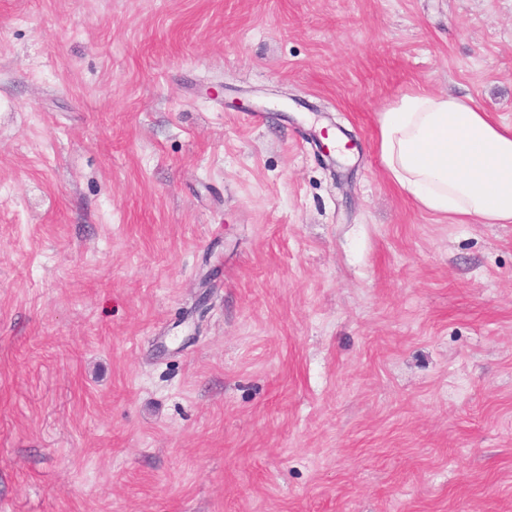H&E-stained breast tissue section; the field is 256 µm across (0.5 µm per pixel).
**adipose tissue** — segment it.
<instances>
[{
  "label": "adipose tissue",
  "instance_id": "obj_1",
  "mask_svg": "<svg viewBox=\"0 0 512 512\" xmlns=\"http://www.w3.org/2000/svg\"><path fill=\"white\" fill-rule=\"evenodd\" d=\"M378 155L423 211L459 224L512 223V126L468 97L418 89L379 115Z\"/></svg>",
  "mask_w": 512,
  "mask_h": 512
}]
</instances>
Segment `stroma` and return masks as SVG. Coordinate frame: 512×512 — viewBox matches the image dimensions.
<instances>
[{"label": "stroma", "mask_w": 512, "mask_h": 512, "mask_svg": "<svg viewBox=\"0 0 512 512\" xmlns=\"http://www.w3.org/2000/svg\"><path fill=\"white\" fill-rule=\"evenodd\" d=\"M417 88L512 126V0H0V512H512V224L389 179Z\"/></svg>", "instance_id": "1"}]
</instances>
